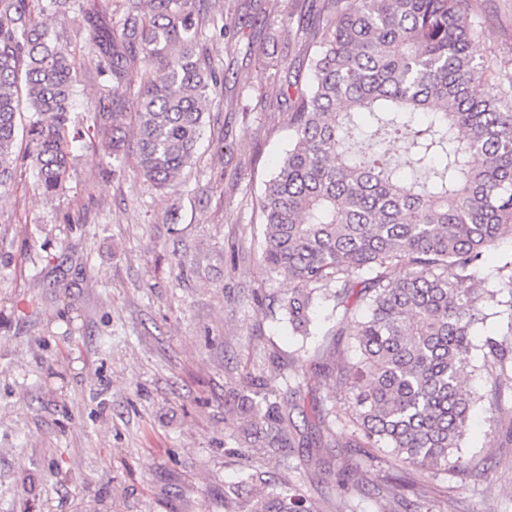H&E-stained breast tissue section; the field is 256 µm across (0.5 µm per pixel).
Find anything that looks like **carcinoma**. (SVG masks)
<instances>
[{"label": "carcinoma", "mask_w": 512, "mask_h": 512, "mask_svg": "<svg viewBox=\"0 0 512 512\" xmlns=\"http://www.w3.org/2000/svg\"><path fill=\"white\" fill-rule=\"evenodd\" d=\"M41 0H0V186L17 165V114L25 98L31 162L45 196L64 190L71 145L83 131L70 118L76 60L35 23ZM122 30L101 10L77 7L93 35L95 58L112 85L91 108L94 136L112 157L132 151L138 174L168 189L193 161L205 114L224 86L203 53L210 26L224 36V11L208 0H118ZM314 48L307 88L288 97L294 134L259 199L260 262L294 283L280 308L292 333L309 336L311 313L332 303L335 327H350L354 362L319 365L348 394V447L385 448L393 463L440 474L461 466L469 411L462 388L482 352L489 405L512 392V347L492 336L485 299L512 288V260L494 280L482 255L512 235V75L492 77L469 45L480 31L469 0H321L306 28ZM135 129L127 145L125 127ZM404 144L419 177L404 178L386 152L350 154L353 131ZM311 362L302 346L294 377ZM249 437L282 447L297 404L246 385ZM326 436L341 421L314 411ZM226 512H310L297 494L268 491L242 499L224 490Z\"/></svg>", "instance_id": "obj_1"}]
</instances>
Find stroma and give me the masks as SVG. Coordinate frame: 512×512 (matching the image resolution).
Masks as SVG:
<instances>
[{"instance_id": "obj_1", "label": "stroma", "mask_w": 512, "mask_h": 512, "mask_svg": "<svg viewBox=\"0 0 512 512\" xmlns=\"http://www.w3.org/2000/svg\"><path fill=\"white\" fill-rule=\"evenodd\" d=\"M227 36L204 33L229 72L195 158L172 191L115 166L108 150L71 148L53 197L19 160L0 187V512H224V488L265 483L313 512H512V400L477 403L468 471L388 467L371 448H337L295 416L287 446L240 444L236 390H280L300 344L351 360L349 334L291 335L279 308L291 282L268 276L254 239L263 183L288 147L285 80L306 76V0H220ZM38 24L81 59L72 120L88 123L107 78L75 11L43 0ZM477 60L512 68V0H471ZM263 44L251 51L252 42ZM297 400L344 408L334 377L307 369Z\"/></svg>"}]
</instances>
